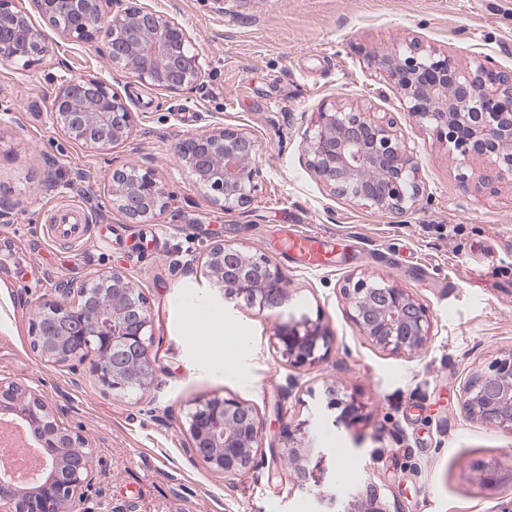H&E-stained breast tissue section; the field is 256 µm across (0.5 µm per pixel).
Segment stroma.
Returning a JSON list of instances; mask_svg holds the SVG:
<instances>
[{"label":"stroma","mask_w":512,"mask_h":512,"mask_svg":"<svg viewBox=\"0 0 512 512\" xmlns=\"http://www.w3.org/2000/svg\"><path fill=\"white\" fill-rule=\"evenodd\" d=\"M183 25L202 54L198 86L174 94L113 70L93 45L50 28L31 66L0 62V378L39 394L95 448L84 512H325L321 496L364 481L387 512H512V480L481 484L479 464H512V435L466 418L462 384L512 351V182L476 191L460 166L408 110L402 92L367 61L373 51L419 42L461 66L473 59L512 74V0H140ZM106 79L133 113L127 141L92 149L51 109L63 81ZM358 105L393 121L414 150L423 188L416 209L386 214L332 195L301 147L325 103ZM234 127L258 142L251 201L214 205L176 156L189 136ZM152 171L166 207L134 224L111 202L113 168ZM76 204L86 237L54 239L51 212ZM323 236L330 263L304 267L282 246L292 232ZM111 236V247L99 235ZM226 240L270 257L287 301L274 311L225 299L200 256ZM125 272L151 308L156 387L112 392L91 371L34 351L38 301L60 283ZM361 274L408 289L426 305L432 335L416 353L375 346L341 293ZM320 320L333 343L306 370L274 346L277 325ZM336 386L363 403L342 421L319 399ZM233 397L258 415L256 469L234 480L204 467L190 447L188 414L201 400ZM309 420L323 449L322 494L298 487L281 450L285 427Z\"/></svg>","instance_id":"stroma-1"}]
</instances>
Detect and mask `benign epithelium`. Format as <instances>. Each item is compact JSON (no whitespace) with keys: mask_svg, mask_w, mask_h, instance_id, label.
Segmentation results:
<instances>
[{"mask_svg":"<svg viewBox=\"0 0 512 512\" xmlns=\"http://www.w3.org/2000/svg\"><path fill=\"white\" fill-rule=\"evenodd\" d=\"M55 30L87 43H102L113 68L142 84L179 94L200 81L202 56L186 28L174 19L123 0H35ZM44 35L34 30L19 0H0V60L31 64L45 55ZM369 64L404 94L409 112L448 144L462 162L480 160L497 178H512V75L478 59L460 67L413 43L369 57ZM455 94L448 95V86ZM57 119L71 137L91 148L128 139L133 116L112 85L97 77L64 81L53 105ZM313 133L304 136L307 167L334 195L349 197L381 213L402 214L422 194L411 149L394 123L377 119L354 106L323 105L311 120ZM259 146L243 129L208 128L179 144L177 157L214 204L229 211L250 201L258 174ZM111 193L130 220L156 215L166 206V192L153 174L137 170L112 173ZM205 266L224 296L242 299L249 307L273 311L283 306L286 291L280 267L265 255H254L229 243H215L205 253ZM350 318L377 347L401 354L423 349L431 336L426 305L407 289L385 279L360 277L343 286ZM34 337L41 353L56 363L74 361L88 338L96 339L104 361L94 364L106 389H140L155 381L150 353L154 342L147 301L121 271L96 275L78 285L63 284L57 297L35 311ZM273 339L290 365L311 369L329 355L332 336L318 320L304 317L276 327ZM326 407L357 418L363 404L334 386L324 391ZM461 411L492 428L512 433V351L492 360L489 372L466 381ZM0 412L13 416L0 422L8 430L21 421L48 461L36 483L22 488L0 473V512H73L92 481L94 450L77 431L61 422L29 389L0 379ZM194 455L208 468L235 477L257 465L262 448L256 411L235 398L198 403L189 416ZM309 421L285 431L288 459L298 483L320 489L327 471L325 454L306 443ZM379 490L370 484L341 512H386L378 506Z\"/></svg>","mask_w":512,"mask_h":512,"instance_id":"obj_1","label":"benign epithelium"}]
</instances>
